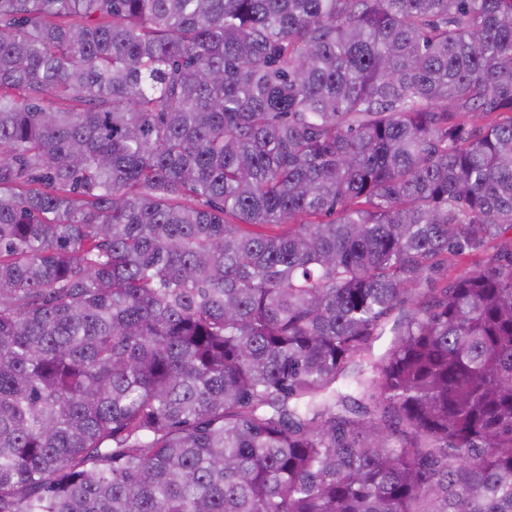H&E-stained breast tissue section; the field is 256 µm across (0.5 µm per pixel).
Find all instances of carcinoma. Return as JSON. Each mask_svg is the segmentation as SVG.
I'll use <instances>...</instances> for the list:
<instances>
[{
  "mask_svg": "<svg viewBox=\"0 0 512 512\" xmlns=\"http://www.w3.org/2000/svg\"><path fill=\"white\" fill-rule=\"evenodd\" d=\"M510 232L512 0H0V512H512Z\"/></svg>",
  "mask_w": 512,
  "mask_h": 512,
  "instance_id": "carcinoma-1",
  "label": "carcinoma"
}]
</instances>
